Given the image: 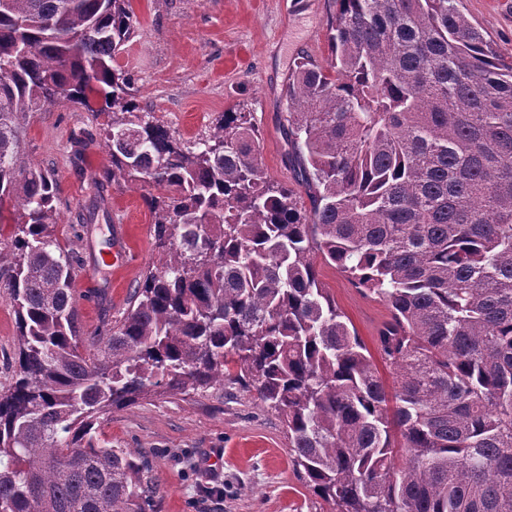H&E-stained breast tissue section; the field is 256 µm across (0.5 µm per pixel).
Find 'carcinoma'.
<instances>
[{
  "label": "carcinoma",
  "mask_w": 512,
  "mask_h": 512,
  "mask_svg": "<svg viewBox=\"0 0 512 512\" xmlns=\"http://www.w3.org/2000/svg\"><path fill=\"white\" fill-rule=\"evenodd\" d=\"M332 62L288 77L286 161L226 111L177 137L112 66L130 0H0V291L16 353L0 389V512H155L141 454L101 420L224 382L288 430L307 488L336 512H512V64L457 0H331ZM98 92L117 187L147 198L159 264L123 316L81 332L80 264L55 237L54 176L24 159L23 119ZM383 302L377 353L317 261ZM403 463L396 464L397 459Z\"/></svg>",
  "instance_id": "carcinoma-1"
}]
</instances>
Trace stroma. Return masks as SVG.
Segmentation results:
<instances>
[{"instance_id":"stroma-1","label":"stroma","mask_w":512,"mask_h":512,"mask_svg":"<svg viewBox=\"0 0 512 512\" xmlns=\"http://www.w3.org/2000/svg\"><path fill=\"white\" fill-rule=\"evenodd\" d=\"M280 2L130 0L137 25L114 65L131 76L140 108L182 138L203 133L221 112L251 113L267 174L289 184L284 92L299 56L327 63L330 2L298 0L286 16ZM458 8L484 30L502 62L512 61V0H459ZM100 106L95 95L86 108L61 101L24 121L25 158L58 175L56 235L82 258L73 288L88 336L120 319L132 289L158 261L145 202L158 189L108 184L102 137L108 117ZM123 235L136 260L116 270L102 257ZM319 272L359 336L373 345L386 306L334 267ZM96 438L100 446L146 456L157 484L156 512H334L300 480L281 418L236 385L149 397L112 412ZM212 486L223 495H207Z\"/></svg>"}]
</instances>
